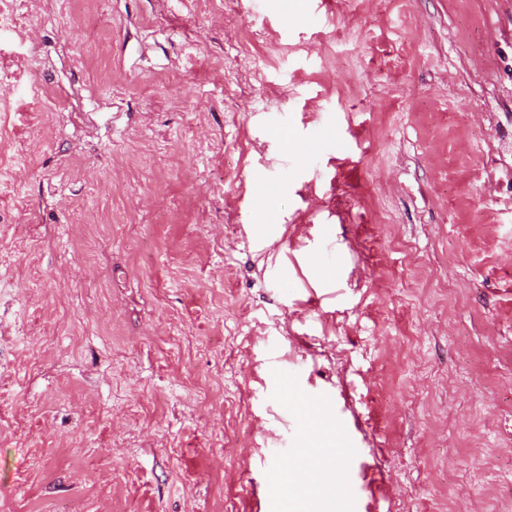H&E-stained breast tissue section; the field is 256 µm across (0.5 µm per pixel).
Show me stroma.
I'll return each mask as SVG.
<instances>
[{
  "instance_id": "1",
  "label": "stroma",
  "mask_w": 512,
  "mask_h": 512,
  "mask_svg": "<svg viewBox=\"0 0 512 512\" xmlns=\"http://www.w3.org/2000/svg\"><path fill=\"white\" fill-rule=\"evenodd\" d=\"M224 2L0 0V512H512V0ZM299 415L304 420V430L307 432L305 435L314 446L302 448L301 465L278 475L282 480L288 481V484H284L277 480V492L287 512L314 511V504L323 495L320 479L327 472H336V461L341 456V449L334 448L336 444L331 439L334 427L320 408L303 405L299 409ZM321 448L326 450L321 452Z\"/></svg>"
}]
</instances>
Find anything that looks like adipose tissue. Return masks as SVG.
I'll use <instances>...</instances> for the list:
<instances>
[{
	"instance_id": "obj_1",
	"label": "adipose tissue",
	"mask_w": 512,
	"mask_h": 512,
	"mask_svg": "<svg viewBox=\"0 0 512 512\" xmlns=\"http://www.w3.org/2000/svg\"><path fill=\"white\" fill-rule=\"evenodd\" d=\"M299 415L312 444L303 448L302 464L289 470L287 482L278 484L277 492L288 512H312L323 495L321 478L335 471L341 451L331 438L334 427L321 410L304 405Z\"/></svg>"
}]
</instances>
